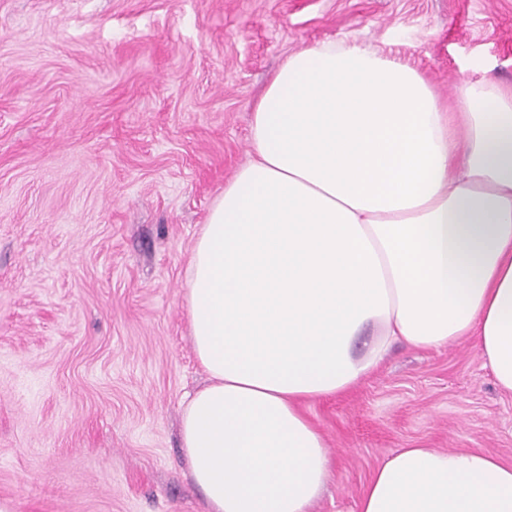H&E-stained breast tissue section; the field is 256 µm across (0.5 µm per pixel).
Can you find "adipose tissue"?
<instances>
[{"mask_svg":"<svg viewBox=\"0 0 512 512\" xmlns=\"http://www.w3.org/2000/svg\"><path fill=\"white\" fill-rule=\"evenodd\" d=\"M249 144L189 261L209 382L182 446L207 512H308L332 460L301 403L354 387L396 342L476 337L512 395V86L479 79L449 104L408 62L323 41L271 76ZM358 512H512V464L401 448Z\"/></svg>","mask_w":512,"mask_h":512,"instance_id":"adipose-tissue-1","label":"adipose tissue"}]
</instances>
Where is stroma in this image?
Masks as SVG:
<instances>
[{
    "label": "stroma",
    "instance_id": "35a3bbf8",
    "mask_svg": "<svg viewBox=\"0 0 512 512\" xmlns=\"http://www.w3.org/2000/svg\"><path fill=\"white\" fill-rule=\"evenodd\" d=\"M358 43L447 99L512 84V0H0V512H205L179 427L206 380L184 288L291 52ZM334 457L310 512H357L395 450L512 464L475 339L400 343L304 403Z\"/></svg>",
    "mask_w": 512,
    "mask_h": 512
}]
</instances>
